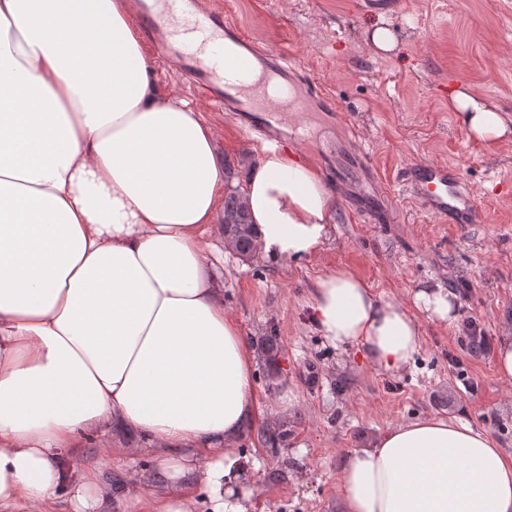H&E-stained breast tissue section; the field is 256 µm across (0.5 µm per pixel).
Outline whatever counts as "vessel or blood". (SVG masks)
Here are the masks:
<instances>
[{
	"instance_id": "b4317fda",
	"label": "vessel or blood",
	"mask_w": 512,
	"mask_h": 512,
	"mask_svg": "<svg viewBox=\"0 0 512 512\" xmlns=\"http://www.w3.org/2000/svg\"><path fill=\"white\" fill-rule=\"evenodd\" d=\"M133 22L158 54L181 59L182 75L199 96L224 103L247 141H281L282 124L289 114L307 111V97L316 91L311 83L298 90L296 60L286 47L257 46L208 0H146ZM228 41L240 50L229 61L224 58ZM256 60L284 79L281 98L253 94L239 80ZM400 182L425 214L448 224L479 223L472 192L454 165L410 162L402 167Z\"/></svg>"
}]
</instances>
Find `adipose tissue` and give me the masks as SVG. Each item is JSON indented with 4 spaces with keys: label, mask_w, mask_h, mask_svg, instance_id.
Returning <instances> with one entry per match:
<instances>
[{
    "label": "adipose tissue",
    "mask_w": 512,
    "mask_h": 512,
    "mask_svg": "<svg viewBox=\"0 0 512 512\" xmlns=\"http://www.w3.org/2000/svg\"><path fill=\"white\" fill-rule=\"evenodd\" d=\"M476 142L512 118L460 82ZM217 132L149 69L126 0H0V512H106L112 488L63 452L132 430L157 461L138 512H250L238 445L257 352L224 307ZM260 254H316L334 222L312 166L271 149L248 171ZM316 331L375 368L421 345L403 302L345 269L317 280ZM344 512H512V454L435 415L354 450Z\"/></svg>",
    "instance_id": "1"
}]
</instances>
